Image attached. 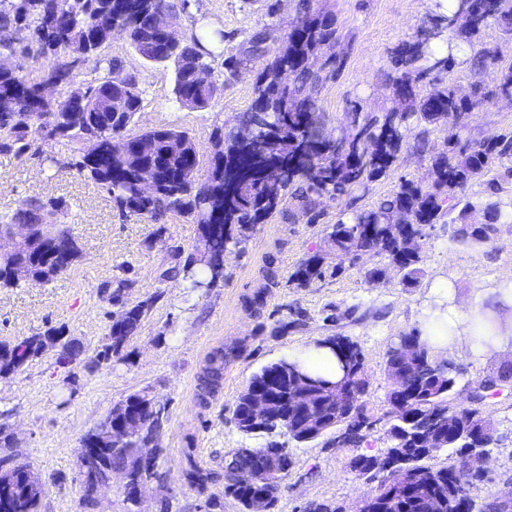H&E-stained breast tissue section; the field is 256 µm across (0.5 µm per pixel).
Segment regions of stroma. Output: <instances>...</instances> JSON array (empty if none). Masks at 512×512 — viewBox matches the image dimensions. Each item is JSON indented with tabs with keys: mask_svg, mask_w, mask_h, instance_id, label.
<instances>
[{
	"mask_svg": "<svg viewBox=\"0 0 512 512\" xmlns=\"http://www.w3.org/2000/svg\"><path fill=\"white\" fill-rule=\"evenodd\" d=\"M335 14L344 60L337 79L317 95L324 116L323 132L333 138L353 134L344 119L352 102L364 111L380 112L391 105V57L397 46L412 39L435 8V0H320ZM296 14L282 5L267 15L263 0H190L177 13L178 31H220L224 41L214 53V77L224 89L203 109L180 107L173 100L171 68L144 62L122 38L108 54L120 55L124 68L137 75L143 108L131 132L173 125L186 130L202 150H209L219 128L233 126L254 98L252 62L235 74L224 60L237 54L249 33L268 25L287 29ZM475 139L512 132V100L498 98L469 119ZM70 150H49L46 160H22L0 154V217L12 213L30 196L60 198L68 208L63 217L80 249V259L46 286L20 282L0 288V339L15 340L51 327L65 328L85 349L80 363L57 365L54 350L29 361L22 371L0 377V430L10 434L12 447H0V466L24 463L39 475V512H128L120 481L100 490L94 505H85L79 477L82 438L112 406L139 390L167 402L170 421L161 437L166 478L148 485L143 512H157L169 499L171 512H204L207 496L220 499L222 512H242L223 485L199 494L184 486L180 462L186 446H194L199 462L210 469L224 464L242 448L267 444L269 435L241 433L233 421L238 394L262 366L290 357L298 349L328 336L356 343L364 357L369 382L365 396L371 420L360 447L339 440L333 430L312 442L289 445L293 467L279 487L274 512H300L311 501L329 502L341 512H355L370 487L351 470L356 453L378 455L389 444L390 419L386 372L387 352L401 334L427 329L433 314L463 310L480 296L512 284V216L504 215L495 240L481 249L454 241L452 227L438 224L423 239V273L415 286H405L396 270L383 280L366 279V270L385 265L383 256L368 253L340 276L313 288L296 287L290 276L300 261L327 249L328 227L339 214L370 209L391 194L399 178L426 181L428 163L414 149H403L392 175L355 187L348 195L320 205L322 215L277 213L260 225L241 250L224 255L223 280L211 288L190 290L171 270L178 256L190 253L199 231L190 216L173 213L161 222L133 214L120 215L100 188L64 169ZM274 264L277 286L270 288L260 313L246 301L263 283L267 264ZM127 282L123 301L111 304L107 290ZM154 304L111 365L93 366L92 359L108 334L112 316L145 299ZM291 322L280 330V322ZM224 347V384L208 407L197 399V377L209 353ZM436 358L454 361L461 369L454 399L467 407L468 387L486 373L512 367V345L500 351H472L468 335L457 330L447 347H433ZM495 422L499 439L488 461L485 481L473 486L477 502L494 503L512 512V379L483 404Z\"/></svg>",
	"mask_w": 512,
	"mask_h": 512,
	"instance_id": "35a3bbf8",
	"label": "stroma"
}]
</instances>
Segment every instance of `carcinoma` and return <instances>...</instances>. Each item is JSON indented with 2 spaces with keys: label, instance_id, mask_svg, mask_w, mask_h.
Returning <instances> with one entry per match:
<instances>
[{
  "label": "carcinoma",
  "instance_id": "obj_1",
  "mask_svg": "<svg viewBox=\"0 0 512 512\" xmlns=\"http://www.w3.org/2000/svg\"><path fill=\"white\" fill-rule=\"evenodd\" d=\"M293 2L298 27L282 32L267 26L253 32L243 42L242 56L224 59L229 73L244 60H261L263 65L255 74L250 109L229 132L217 131L209 150L208 178L200 184L196 175L202 152L187 132L154 128L128 133L142 109L134 74H126L122 85L86 84V99L76 108L63 97L47 99L41 94L45 82L67 87L89 61L101 71L122 69L119 57L105 53L110 32L121 26L128 33L129 46L144 61L172 66L178 105L188 104L194 109L208 106L220 90L213 77V46L224 42V33L192 32L191 46L178 47L164 41L156 25L157 15L184 11L189 0H0V27L25 26L31 31L23 45L0 42V153L40 158L55 145L73 144L79 153L73 164L78 175L103 189L120 213L141 215L154 222L171 212L192 217L199 229L195 252L186 260L185 274L192 288L202 281L215 283L224 278V249L230 245L244 248L286 199L295 200L314 222L321 216V199L344 196L355 186L393 172L413 122H454L464 130L467 119L481 105L496 96L512 94V64L499 68L492 88L478 79L483 70L499 61L497 48L482 41V32L495 24L504 34L512 35V0H449L447 4L440 0L414 39L403 42L393 57V106L372 113L363 111L357 102L352 104L347 117L355 133L346 145H338L322 135L323 116L316 104L320 87L336 78L343 65L336 54V19L323 11L317 0ZM18 57L35 62L37 75L22 73L15 66ZM463 62L470 64L476 76L469 97L458 95L453 86L444 83V75ZM426 80L433 88L423 92L420 83ZM116 135L127 139L126 152L113 151L111 137ZM90 139L97 141L92 157L84 150ZM414 148L428 154L430 184L424 187L401 177L393 194L353 214L347 222L340 218L329 225L328 252L336 256V264H328L322 254L308 256L291 275L296 287L310 288L337 276L344 263L353 264L361 253L371 251L385 257L389 266H400L403 283L413 286L422 274L423 257L417 244L406 251L408 241L423 237V227L440 223L457 208L465 213L470 204L462 208L459 204L471 183L483 178L493 194L512 183V135L476 140L460 134L431 152L421 137ZM145 167L153 169L157 179L155 192L149 197L140 196L137 187ZM501 205L499 200L488 202L486 222L470 233L466 224L457 225L454 239L472 247L489 244L499 231ZM65 207L61 199L45 201L31 196L3 218L0 234L8 233L15 224H29L34 239L0 260L1 285L17 284L9 276V268L16 263L28 264V281L34 285L49 283L73 265L52 254L57 248L79 253L75 239L59 222ZM263 278L264 285L247 301L256 314L265 306L268 288L277 284L274 260H269ZM152 304L151 299L141 301L109 325L106 343L93 360L95 365L112 364V357L119 354ZM52 339L58 342L56 363L62 367L74 364L83 354L79 340L65 335L61 328L50 327L15 342L1 339L0 375L20 370L42 353L45 341ZM400 339L415 345L419 363L430 361V347L420 330L413 329ZM336 349L340 360L348 361L354 373L351 386L358 405L339 414L357 447L362 441L358 427L365 422L363 397L368 388L363 355L350 340ZM226 359L222 347L209 354L198 378L199 405H208L221 391ZM297 366L295 360L282 359L252 375L251 393L242 392L235 401L233 420L239 431L286 434L297 444L319 438L302 427L297 411L290 410L292 394L307 392L312 409L322 417L337 414L336 409L327 406L317 388L290 375L289 370ZM403 369L398 346L394 345L387 354V375L402 376L406 392L388 390L391 444L387 453L414 460L415 477L404 486L388 477L381 479L363 463L367 459L364 454L352 457L349 466L365 482L376 484L371 512H461L472 501L473 482L483 478V470L473 469L467 462L469 437L478 434L493 439L494 421L475 408L460 411L451 429L439 426L436 413L447 405L457 385V366L450 362L447 371L432 372L423 379L403 376ZM255 395L269 399L271 415L265 423L250 426L249 401ZM120 404L122 411L108 415L83 442L92 440L100 449L98 479L107 480L119 470L130 472L125 500L132 507L133 493L143 474L162 480L159 464L143 470L137 455L139 449L153 445L156 457L163 456L157 440L170 415L167 403L155 401L146 390L129 394ZM439 433L444 435L443 447L420 451L422 438ZM449 450L457 458L436 463L439 455ZM265 452L264 448H254L237 454L224 466V472L218 473L202 467L190 446L183 452V483L203 494L222 482L224 492L233 495L244 509L254 497L264 494L272 509L278 502V487L265 482L259 470ZM243 474L252 475L253 480L242 481ZM2 479L8 481V487L0 493V512H38L40 482L31 469L15 464L0 474Z\"/></svg>",
  "mask_w": 512,
  "mask_h": 512
}]
</instances>
